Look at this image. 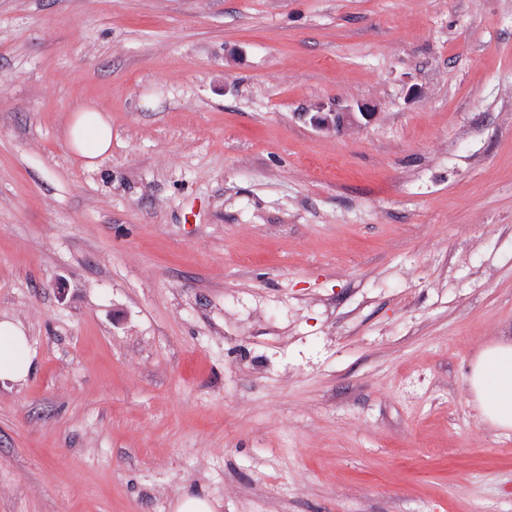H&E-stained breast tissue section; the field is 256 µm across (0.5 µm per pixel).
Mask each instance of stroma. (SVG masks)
<instances>
[{
  "label": "stroma",
  "instance_id": "1",
  "mask_svg": "<svg viewBox=\"0 0 512 512\" xmlns=\"http://www.w3.org/2000/svg\"><path fill=\"white\" fill-rule=\"evenodd\" d=\"M4 319L0 512H512V0H0ZM64 139L72 153L83 158L88 166H94L112 148L111 120L94 104L82 103L70 115ZM374 116L375 113L367 104L360 103L357 105V112H354L353 109L339 112L335 108L324 112V108H321L311 115L310 122L316 128L337 131L348 123L362 124V121L370 122ZM31 369V350L24 329L13 321H0V381H24ZM466 383L483 420L512 429V342L485 346L470 362Z\"/></svg>",
  "mask_w": 512,
  "mask_h": 512
}]
</instances>
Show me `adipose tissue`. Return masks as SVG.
I'll use <instances>...</instances> for the list:
<instances>
[{"label": "adipose tissue", "instance_id": "ef3b65f1", "mask_svg": "<svg viewBox=\"0 0 512 512\" xmlns=\"http://www.w3.org/2000/svg\"><path fill=\"white\" fill-rule=\"evenodd\" d=\"M64 139L72 153L95 165L112 148L111 120L94 104L82 103L70 115ZM31 369L24 329L13 321H0V380L24 381ZM466 383L483 420L501 430L512 429V342L485 346L471 361Z\"/></svg>", "mask_w": 512, "mask_h": 512}]
</instances>
